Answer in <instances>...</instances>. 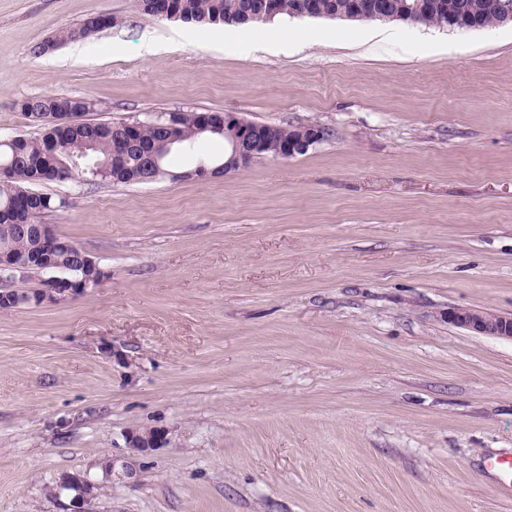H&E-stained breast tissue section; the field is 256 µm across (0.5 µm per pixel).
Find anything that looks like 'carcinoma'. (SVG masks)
Listing matches in <instances>:
<instances>
[{
    "label": "carcinoma",
    "instance_id": "1",
    "mask_svg": "<svg viewBox=\"0 0 512 512\" xmlns=\"http://www.w3.org/2000/svg\"><path fill=\"white\" fill-rule=\"evenodd\" d=\"M266 0H174L179 20L198 25H244L256 21ZM369 7L364 22H379L381 8H386L394 20L446 28L453 18L461 26L481 30L505 23L501 5L507 0H426V11L413 13L405 5L419 0H367ZM351 0H277L276 17L343 20L349 15ZM112 26V17L92 13L79 25L66 29L50 43L84 40ZM22 112L38 123L40 131L34 137L16 135L0 140V224H38L42 215L55 207L52 197L29 189V185L67 180L74 176L90 186L102 182L140 183L146 169L142 157L132 150L121 149L116 123H99L83 119L96 110L90 99L80 106L68 97L34 96L20 100ZM265 137V154L274 157L282 142L301 134L302 128L283 125H260ZM139 142H159V165L165 166L169 155L164 141L174 137L176 145L189 147L212 132L203 130L199 112L178 114L176 125L167 127L166 118L135 120L128 128ZM6 249L17 256L39 255L40 239L18 233L12 236ZM82 249L68 239H60L52 255L61 268H69ZM16 306L42 304V290L12 291Z\"/></svg>",
    "mask_w": 512,
    "mask_h": 512
}]
</instances>
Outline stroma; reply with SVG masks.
Instances as JSON below:
<instances>
[{"label":"stroma","mask_w":512,"mask_h":512,"mask_svg":"<svg viewBox=\"0 0 512 512\" xmlns=\"http://www.w3.org/2000/svg\"><path fill=\"white\" fill-rule=\"evenodd\" d=\"M92 12L112 27L41 55ZM153 52L144 49L145 39ZM91 98L95 122L233 112L317 125L289 159L197 179L223 139L149 183L37 185L96 288L0 309V512H512V25L282 18L248 33L132 0H0V139L19 100ZM164 447L131 452L134 431ZM132 476L103 478L100 462ZM448 320L480 334L512 339V317L467 308L448 311ZM166 443L167 435L159 429L132 432L128 437V447L138 454L160 448ZM61 485L76 487L77 493L70 498L69 512H90L95 501L86 491L88 487L98 486L99 482L84 474H76L72 480H64Z\"/></svg>","instance_id":"1"}]
</instances>
